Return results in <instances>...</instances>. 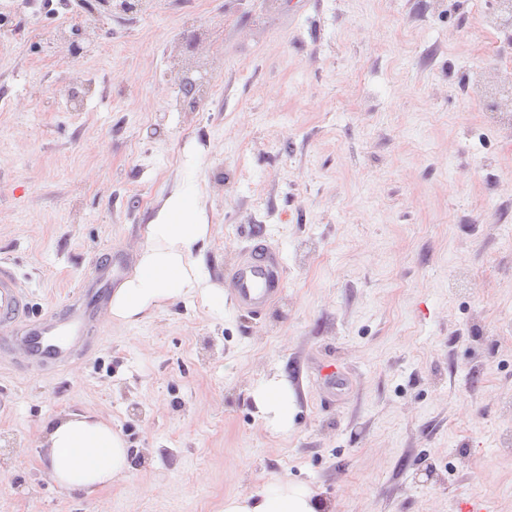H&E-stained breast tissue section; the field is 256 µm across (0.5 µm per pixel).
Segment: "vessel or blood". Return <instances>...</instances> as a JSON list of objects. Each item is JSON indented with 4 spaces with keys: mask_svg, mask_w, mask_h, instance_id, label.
Segmentation results:
<instances>
[{
    "mask_svg": "<svg viewBox=\"0 0 512 512\" xmlns=\"http://www.w3.org/2000/svg\"><path fill=\"white\" fill-rule=\"evenodd\" d=\"M234 301L251 314L258 315L267 303L284 288V266L278 250L265 242H253L247 257L228 274ZM112 278L84 289L79 308L69 311L68 322L75 337L89 335L104 308V300L112 288ZM25 324L20 337L29 359L49 362L64 357L70 349L67 341L58 339L56 324L29 318V302L21 291L13 272L0 266V327Z\"/></svg>",
    "mask_w": 512,
    "mask_h": 512,
    "instance_id": "1",
    "label": "vessel or blood"
}]
</instances>
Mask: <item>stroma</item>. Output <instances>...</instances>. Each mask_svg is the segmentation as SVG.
<instances>
[{
    "label": "stroma",
    "instance_id": "35a3bbf8",
    "mask_svg": "<svg viewBox=\"0 0 512 512\" xmlns=\"http://www.w3.org/2000/svg\"><path fill=\"white\" fill-rule=\"evenodd\" d=\"M10 0L0 25V262L63 319L103 255L133 273L185 189L208 282L265 237L282 293L103 310L71 357L0 351V512H222L273 479L328 512H512V86L491 0ZM90 16L72 56L47 27ZM207 75L182 102L177 62ZM282 376L288 431L253 391ZM92 414L125 477L85 496L41 425Z\"/></svg>",
    "mask_w": 512,
    "mask_h": 512
}]
</instances>
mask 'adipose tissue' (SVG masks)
Listing matches in <instances>:
<instances>
[{
    "label": "adipose tissue",
    "mask_w": 512,
    "mask_h": 512,
    "mask_svg": "<svg viewBox=\"0 0 512 512\" xmlns=\"http://www.w3.org/2000/svg\"><path fill=\"white\" fill-rule=\"evenodd\" d=\"M209 227L203 224L189 194H172L147 226L146 244L134 274L112 297L115 318L130 322L166 301L200 294L210 307L223 308V290L210 287L200 244ZM267 424L287 430L295 399L278 380L262 383L253 392ZM41 433L45 471L65 491L89 493L124 477L131 468L124 439L103 420L68 414L46 421ZM326 505L303 484L284 479L267 482L254 493L225 499L223 512H325Z\"/></svg>",
    "instance_id": "1"
}]
</instances>
